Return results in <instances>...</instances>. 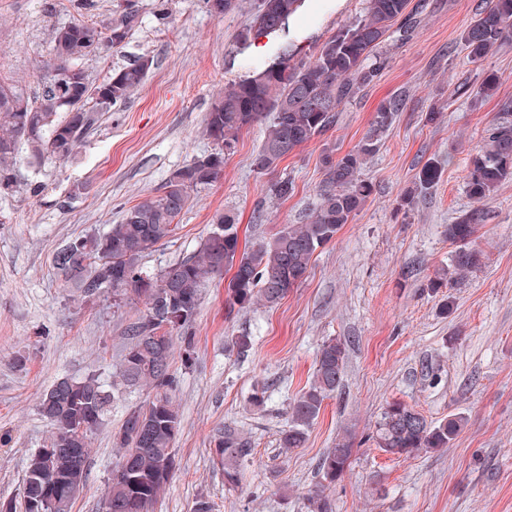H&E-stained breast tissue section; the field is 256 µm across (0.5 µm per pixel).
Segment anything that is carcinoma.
<instances>
[{
    "label": "carcinoma",
    "mask_w": 512,
    "mask_h": 512,
    "mask_svg": "<svg viewBox=\"0 0 512 512\" xmlns=\"http://www.w3.org/2000/svg\"><path fill=\"white\" fill-rule=\"evenodd\" d=\"M305 0H254L249 29L261 34L283 31ZM409 0H363L361 14L321 44L313 58L298 56L289 39L281 40L273 57L252 74L219 94L205 119V133L213 148L173 169L156 195L123 210L121 219L102 233L68 240L54 263L65 279L87 296L112 292V306L141 303L144 309L127 327V343L120 358L117 382L126 388L149 387L152 399L130 411L112 433L120 457L104 495L103 512H151L176 466L173 443L180 428L173 398L174 351L182 362L192 359V331L206 283L232 272L226 290L230 309L254 305L272 308L308 277L318 249L332 242L372 193L362 170L378 149L382 135L402 108L400 98L385 100L374 113L363 139L352 150L323 157V180L317 201L304 224H283L270 237L242 244L235 218L216 216L211 232L191 256L147 270L145 254L167 242L191 193L213 185L224 173L226 159L235 153L239 133L265 125L262 142L253 154L259 174L273 173L290 155L336 123L340 104L356 98L377 75L381 44L392 26L408 38L417 20ZM278 19L273 26L268 16ZM132 0L106 21L75 20L54 27L52 64L35 96L15 84L0 82V194L13 191L12 168L24 151L35 163L65 161L84 136L112 107L125 103L144 84L153 60L142 56L112 70L96 82L82 61L124 45L139 25ZM512 40V0H488L465 26L460 41L468 57L481 61ZM500 116L487 129L484 146L472 157L466 188L482 203L504 182L512 180V100L499 108ZM294 191L285 178L267 185V192L283 199ZM485 221L476 208L448 225L454 245L446 278L453 283L483 264L475 246ZM347 361V343L330 338L320 346L313 381L289 405L288 430L280 446L304 447L311 425L324 400L339 389ZM114 398L113 389L95 373L81 379L62 378L43 396L41 414L52 430L43 447L30 457L21 504L0 503V512H72L87 478L91 437L104 423ZM462 414L430 421L403 402L387 405L376 429V443L387 454L414 457L449 447L464 428ZM212 454L224 474V486L242 484L244 462L253 454L251 441L236 428L226 427L213 437ZM354 442L348 435L319 460V486L307 497V512H336L326 490L349 468Z\"/></svg>",
    "instance_id": "1"
}]
</instances>
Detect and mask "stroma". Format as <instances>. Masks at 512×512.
Wrapping results in <instances>:
<instances>
[{
    "mask_svg": "<svg viewBox=\"0 0 512 512\" xmlns=\"http://www.w3.org/2000/svg\"><path fill=\"white\" fill-rule=\"evenodd\" d=\"M129 0H92L77 9L57 0L55 15L40 0H0V80L28 95L42 84L51 58L52 31L75 19L102 21ZM134 1L140 23L120 49L85 59L94 79L140 56L154 64L125 104L105 113L64 162L14 166L13 191L0 196V500L18 499L28 457L50 431L39 411L43 394L59 379L90 371L111 379L136 311L116 308L112 297L78 301L54 264L68 239L117 223L125 208L156 194L169 172L211 150L205 118L215 95L244 78L242 57H271L276 36H238L251 22L250 7L211 16L202 0H168L169 22L154 16L156 0ZM485 0H411L419 24L407 40L391 33L383 65L357 98L343 102L335 125L278 167L294 192L268 195V176L251 165L263 125L244 130L223 177L192 194L174 238L147 255L156 269L196 252L216 213L235 217L248 238L269 236L283 224L302 223L323 179L326 149L351 150L380 104L403 99L389 130L363 171L373 193L334 241L319 249L307 279L274 308L228 312L225 279L210 280L193 331L194 360H174V391L181 427L177 466L154 512H194L199 498L214 512H305L319 484L318 462L337 438L354 440L351 465L330 489L336 512H512V182L484 205L477 244L481 268L457 284L431 289L453 250L445 230L474 209L466 191L471 158L483 146L499 104L512 99V41L479 63L459 40ZM361 0H306L286 34L301 56L349 22ZM499 83L474 107L485 72ZM440 176L400 208L428 164ZM41 194H33L36 185ZM451 311H444V303ZM248 335V355L232 348ZM347 343L340 388L323 403L304 447L288 451L279 438L289 404L308 387L322 342ZM25 358L17 366V358ZM152 389L116 392L104 428L94 435L87 483L73 512H102L117 453L110 434ZM399 400L439 420L464 414L467 423L443 451L395 457L372 436L388 402ZM231 426L249 437L253 454L243 483L230 489L213 465L210 442Z\"/></svg>",
    "mask_w": 512,
    "mask_h": 512,
    "instance_id": "obj_1",
    "label": "stroma"
}]
</instances>
